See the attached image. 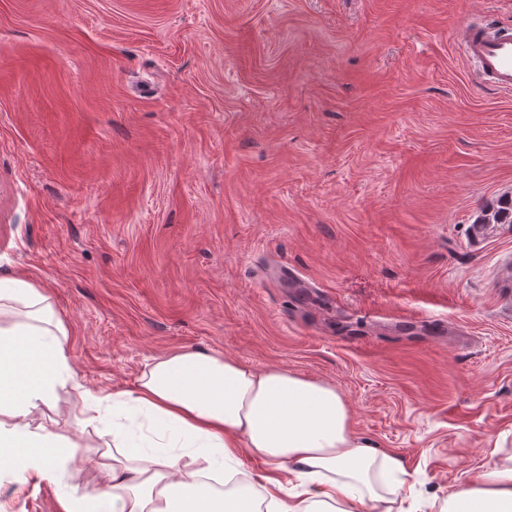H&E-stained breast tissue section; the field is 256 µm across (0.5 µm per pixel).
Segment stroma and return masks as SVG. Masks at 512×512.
Instances as JSON below:
<instances>
[{
	"mask_svg": "<svg viewBox=\"0 0 512 512\" xmlns=\"http://www.w3.org/2000/svg\"><path fill=\"white\" fill-rule=\"evenodd\" d=\"M512 0H0V270L50 297L76 380L214 350L334 384L444 498L512 460V93L460 30ZM93 456L112 413L64 407ZM0 471V512L70 485ZM485 228L490 224H512V199L502 198L490 204L475 221Z\"/></svg>",
	"mask_w": 512,
	"mask_h": 512,
	"instance_id": "35a3bbf8",
	"label": "stroma"
}]
</instances>
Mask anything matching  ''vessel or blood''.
<instances>
[{
    "label": "vessel or blood",
    "instance_id": "1",
    "mask_svg": "<svg viewBox=\"0 0 512 512\" xmlns=\"http://www.w3.org/2000/svg\"><path fill=\"white\" fill-rule=\"evenodd\" d=\"M461 43L478 83L512 92V28L471 21L462 29Z\"/></svg>",
    "mask_w": 512,
    "mask_h": 512
}]
</instances>
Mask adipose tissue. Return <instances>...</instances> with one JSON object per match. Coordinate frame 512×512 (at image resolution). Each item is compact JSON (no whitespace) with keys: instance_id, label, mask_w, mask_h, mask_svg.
I'll return each mask as SVG.
<instances>
[{"instance_id":"ef3b65f1","label":"adipose tissue","mask_w":512,"mask_h":512,"mask_svg":"<svg viewBox=\"0 0 512 512\" xmlns=\"http://www.w3.org/2000/svg\"><path fill=\"white\" fill-rule=\"evenodd\" d=\"M67 336L41 288L0 274V468L54 483L91 465L102 479L61 497L59 512H424L374 485L372 464L398 462L357 443L334 385L216 351L153 357L136 391L113 395V446L89 460L42 422L71 373ZM250 460L259 477L244 476ZM439 510L512 512V465L486 468Z\"/></svg>"}]
</instances>
